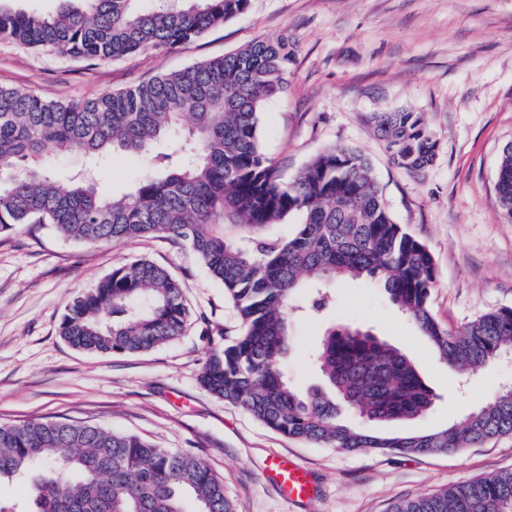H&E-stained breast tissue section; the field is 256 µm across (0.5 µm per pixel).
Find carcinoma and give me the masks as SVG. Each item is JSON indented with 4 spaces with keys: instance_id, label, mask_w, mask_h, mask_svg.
I'll return each instance as SVG.
<instances>
[{
    "instance_id": "cac0c4a2",
    "label": "carcinoma",
    "mask_w": 512,
    "mask_h": 512,
    "mask_svg": "<svg viewBox=\"0 0 512 512\" xmlns=\"http://www.w3.org/2000/svg\"><path fill=\"white\" fill-rule=\"evenodd\" d=\"M248 0H59L51 13L0 7V40L114 61L168 52L242 13ZM295 45L256 40L212 60L80 102L48 101L0 87V233L47 224L82 244L163 238L185 247L224 287L242 332L207 359L201 382L226 403L288 438L355 451L462 452L512 434V388L448 427L394 437L357 430L341 411L390 422L427 414L436 395L414 362L369 329L333 324L316 352L327 388L298 393L283 358L288 311L312 291L359 278L378 281L449 365L471 374L512 347V308L461 330L430 310L436 268L429 249L395 223L370 160L333 146L283 180L261 146L264 103L288 85ZM394 163L427 167L437 140L421 112L371 116ZM178 137L180 150L162 142ZM78 151L88 166L60 182L47 158ZM117 155L148 166L120 195L99 182ZM495 191L512 222V142ZM290 224L286 236L273 232ZM189 310L166 268L140 258L101 277L67 306L60 336L99 354L145 352L182 335ZM32 479L34 512H235L224 478L190 453L93 425L30 421L0 425V479ZM195 510L189 511L186 502ZM392 512H512V472L396 501Z\"/></svg>"
}]
</instances>
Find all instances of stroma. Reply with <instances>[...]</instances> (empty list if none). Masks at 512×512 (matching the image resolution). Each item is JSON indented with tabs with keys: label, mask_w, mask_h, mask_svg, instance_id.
Returning <instances> with one entry per match:
<instances>
[{
	"label": "stroma",
	"mask_w": 512,
	"mask_h": 512,
	"mask_svg": "<svg viewBox=\"0 0 512 512\" xmlns=\"http://www.w3.org/2000/svg\"><path fill=\"white\" fill-rule=\"evenodd\" d=\"M280 36L296 52L286 92L264 106L261 131L284 178L331 146L359 149L394 222L434 258L438 322L454 332L512 308V223L494 189L501 150L512 141V0H249L242 13L172 52L101 64L0 41V86L81 101ZM398 107L424 113L438 142L432 163L414 175L395 165L368 120ZM139 258L180 280L190 310L183 335L136 354L71 348L58 333L68 302ZM334 321L371 328L399 348L436 395L426 415L367 423L372 433L440 430L512 385V351L464 380L378 282L358 279L331 289L321 315L290 313L283 365L298 392L319 385L310 354ZM238 332L223 287L167 241L90 246L30 225L0 235V425H95L191 453L223 476L236 512H387L399 498L512 471V434L462 453L407 455L319 447L272 431L200 383L211 351ZM276 456L308 470L313 499L284 501L266 475Z\"/></svg>",
	"instance_id": "35a3bbf8"
}]
</instances>
